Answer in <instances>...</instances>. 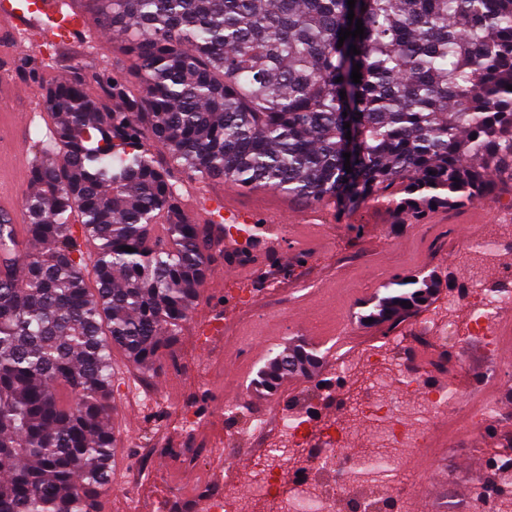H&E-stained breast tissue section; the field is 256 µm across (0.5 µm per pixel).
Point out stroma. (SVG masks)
<instances>
[{"label":"stroma","mask_w":512,"mask_h":512,"mask_svg":"<svg viewBox=\"0 0 512 512\" xmlns=\"http://www.w3.org/2000/svg\"><path fill=\"white\" fill-rule=\"evenodd\" d=\"M67 2L82 16L84 25L43 56L47 79L105 67L122 73L131 70L132 57L113 52L111 41L104 38L93 0ZM2 30L8 38L0 41V123H11L19 112H36L40 115L37 130L47 129L51 119L42 97L32 95L29 83L11 70L21 54H39L41 31L32 20L0 21ZM35 132L14 138L9 151L0 152V182L12 191L18 204L23 203L27 191L19 169L34 157ZM511 200L512 190H508L494 196L491 209L476 202L435 209L424 219L404 223L397 222L386 202L376 199L345 211L326 205L316 250L290 261L264 260L246 274L220 276L217 286L203 285L181 335L164 349L156 372L137 374L129 388L118 382L112 385L110 402L130 400L139 414L128 437L116 448L115 464L127 473L138 465L141 449L161 442L172 448L191 442L203 460L197 475L236 462L242 471L251 470L257 454L265 450V442L229 439L214 423L224 402L240 397L252 411L268 416L304 405L310 386L307 378H288L272 395L252 387L272 351L301 342L320 348L324 357L316 373L322 376L337 359L361 361L368 348L393 335L398 339L394 357L402 371L428 365L432 348L415 336L422 315L392 329L362 325L358 314L384 283L432 270L445 279L446 286L427 312L445 313L451 289L467 281V245L501 234L503 224L512 221V209L507 206ZM240 201L272 214L302 215L309 209L307 202L264 187L242 190ZM243 290L258 298V306L241 302ZM464 363V373L452 380L438 375L439 384L463 392L488 391L490 403L503 408L506 421L512 423V400L494 383L502 357L489 356L475 341L466 350ZM152 398L157 399L160 413L176 406L194 409L199 431H190L173 418L164 426L151 421L146 402ZM495 448L490 438L444 447L445 469L436 470L433 487L424 500L407 494L404 512H467L473 480ZM147 472L146 486L127 495L118 491L120 479H113L111 487L98 497L99 512H159L158 500L180 503L186 499V473L169 457L152 458Z\"/></svg>","instance_id":"obj_1"}]
</instances>
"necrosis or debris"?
<instances>
[{
	"instance_id": "necrosis-or-debris-1",
	"label": "necrosis or debris",
	"mask_w": 512,
	"mask_h": 512,
	"mask_svg": "<svg viewBox=\"0 0 512 512\" xmlns=\"http://www.w3.org/2000/svg\"><path fill=\"white\" fill-rule=\"evenodd\" d=\"M498 238H480L470 243L468 253L474 270L462 299L451 300V309L462 310L461 320L428 319L420 330L424 337L440 342L449 354L450 370H458L460 356L472 338H480L488 352H497L505 336L500 328L505 313L512 311V265L496 269L497 286L483 280L481 270L500 252ZM439 363L424 372L402 375L389 347L371 350L365 357L364 385L352 392L355 364L338 362L335 375L319 393L336 402L332 413L313 407L283 410L276 418L257 416L241 424L234 410L224 413L231 436L269 437L270 444L254 468L241 477L250 488L242 496L240 484H199L195 497L204 512H250L257 502L270 503L273 512H398L406 491L399 477L410 455L431 448L438 417L451 420L449 440L498 435L502 451L490 454L489 470L499 489L488 491L476 483L471 512H504V492L512 490V431L501 428L496 407H481L466 398L450 395L431 383ZM367 425L373 439V456L381 467H367L353 447L360 425Z\"/></svg>"
}]
</instances>
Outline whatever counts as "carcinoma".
Returning a JSON list of instances; mask_svg holds the SVG:
<instances>
[{"mask_svg": "<svg viewBox=\"0 0 512 512\" xmlns=\"http://www.w3.org/2000/svg\"><path fill=\"white\" fill-rule=\"evenodd\" d=\"M347 2L95 0L132 75L47 83L17 58L53 127L37 135L26 242L0 222V512H96L112 350L155 371L221 257L176 173L340 210L398 186L391 204L414 219L512 184V0H356L351 20ZM358 19L364 37L338 45ZM441 286L434 272L393 280L359 322L399 324ZM320 360L298 344L254 385L273 394Z\"/></svg>", "mask_w": 512, "mask_h": 512, "instance_id": "cac0c4a2", "label": "carcinoma"}]
</instances>
